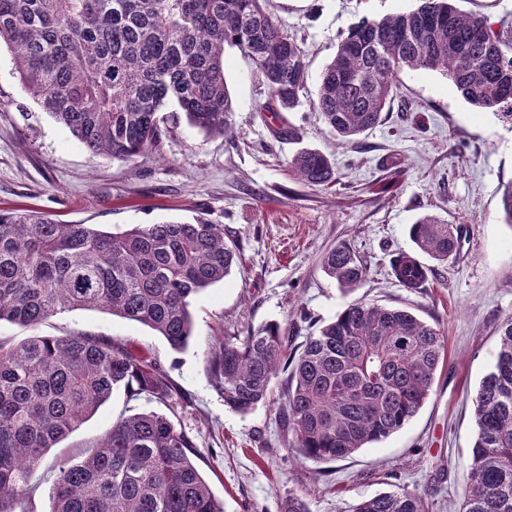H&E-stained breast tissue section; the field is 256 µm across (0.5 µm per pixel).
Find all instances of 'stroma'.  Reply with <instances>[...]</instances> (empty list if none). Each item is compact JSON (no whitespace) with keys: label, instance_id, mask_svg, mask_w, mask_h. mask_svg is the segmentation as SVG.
Instances as JSON below:
<instances>
[{"label":"stroma","instance_id":"stroma-1","mask_svg":"<svg viewBox=\"0 0 512 512\" xmlns=\"http://www.w3.org/2000/svg\"><path fill=\"white\" fill-rule=\"evenodd\" d=\"M418 4L270 0L306 51L308 83L286 115L297 137L277 135L261 111L264 87L229 48L232 136L174 123L155 151L133 162L85 150L21 90L13 55L0 47V209L33 208L115 232L201 215L223 224L241 258L193 301V335L182 351L97 309L67 311L33 329L0 321V341L12 345L36 334L110 337L146 354L176 389L167 403L113 395L44 464L103 437L119 417L152 410L191 439L224 512H280L291 495L306 498L311 512H353L360 500L399 489L423 495L431 512H459L476 432L472 398L494 365L498 328L512 316V226L499 216L501 189L512 182V124L467 103L432 70H403L386 119L343 144L314 108L321 72L348 29ZM303 148L335 162L336 184L313 187L289 174V159ZM426 214L459 225V244L448 261L431 262L425 287L409 290L390 262L413 252L410 226ZM342 243L368 266L364 283L346 294L321 268ZM354 300L410 308L441 330L447 354L429 399L401 430L343 460L316 463L291 450L279 401L246 414L226 406L206 358L226 337L266 323L302 343Z\"/></svg>","mask_w":512,"mask_h":512}]
</instances>
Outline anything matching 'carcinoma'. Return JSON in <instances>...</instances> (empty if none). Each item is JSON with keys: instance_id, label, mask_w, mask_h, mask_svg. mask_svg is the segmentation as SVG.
<instances>
[{"instance_id": "1", "label": "carcinoma", "mask_w": 512, "mask_h": 512, "mask_svg": "<svg viewBox=\"0 0 512 512\" xmlns=\"http://www.w3.org/2000/svg\"><path fill=\"white\" fill-rule=\"evenodd\" d=\"M268 0H0V43L14 53L23 91L84 148L131 162L166 133V112L207 135L232 134L225 47L255 67L268 91L261 111L283 120L308 80L306 54L266 9ZM457 0H422L408 13L352 27L326 65L315 107L353 140L383 120L404 69L443 72L469 104L512 122V29L491 31ZM288 171L313 187L336 182L315 150ZM512 226V182L501 191ZM417 251L436 261L457 246V226L425 215L411 225ZM239 263L224 225L135 224L112 232L65 224L34 210H0V321L36 327L73 309L135 321L183 349L192 301ZM343 291L368 271L339 245L321 261ZM430 268L409 254L392 261L403 288H421ZM492 371L473 397L477 436L462 512H512V318L499 328ZM444 337L408 310L353 301L317 334L294 345L277 323L224 339L207 363L230 408L247 413L281 387V414L296 454L342 460L410 421L444 364ZM165 402L175 388L151 361L110 338L81 333L0 344V512H28L32 480L47 451L79 429L115 393ZM188 436L146 411L112 425L77 458L48 469L51 512H224L191 459ZM354 512H429L412 491L362 500Z\"/></svg>"}]
</instances>
